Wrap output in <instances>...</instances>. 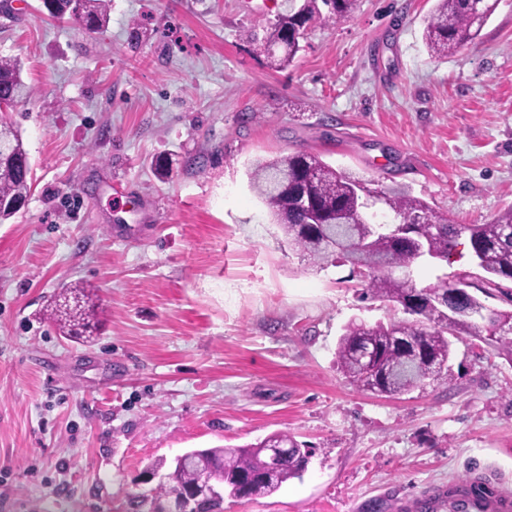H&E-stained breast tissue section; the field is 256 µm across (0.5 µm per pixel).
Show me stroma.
<instances>
[{"mask_svg": "<svg viewBox=\"0 0 512 512\" xmlns=\"http://www.w3.org/2000/svg\"><path fill=\"white\" fill-rule=\"evenodd\" d=\"M286 0H110L104 27L0 0V56L23 63L32 189L0 224V512H126L146 463L290 433L302 478L224 512H416L407 497L512 489V361L453 339V379L356 390L336 367L352 319L402 316L349 266L313 267L249 185L258 158L313 153L403 184L458 224L512 205V0L432 58L434 0H358L272 68L246 40ZM163 170H156V160ZM414 281L479 276L466 238ZM100 298L88 343L43 309Z\"/></svg>", "mask_w": 512, "mask_h": 512, "instance_id": "35a3bbf8", "label": "stroma"}]
</instances>
